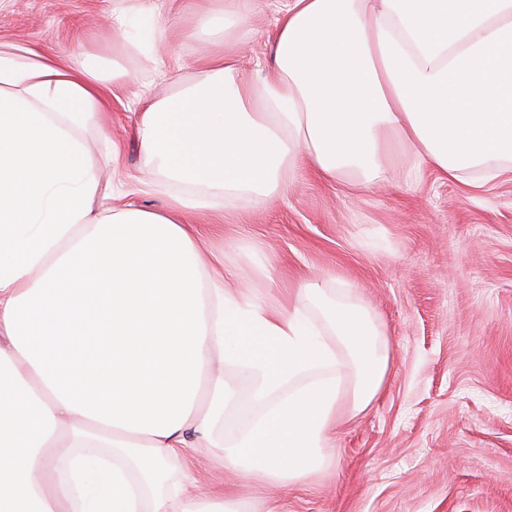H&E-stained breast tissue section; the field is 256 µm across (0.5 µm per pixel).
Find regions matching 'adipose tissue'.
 I'll list each match as a JSON object with an SVG mask.
<instances>
[{
	"mask_svg": "<svg viewBox=\"0 0 512 512\" xmlns=\"http://www.w3.org/2000/svg\"><path fill=\"white\" fill-rule=\"evenodd\" d=\"M254 3L200 9L223 57L172 97L140 98L150 163L200 189L161 212L103 192L76 135L125 73L0 43V512H248L226 492L154 489L200 448L299 481L327 465L337 415L382 392V333L366 306L326 297L335 274L266 309L225 288L190 215L284 195L301 159L370 186L398 145L451 180L512 174V0H282L260 85L236 73ZM115 23L148 35L164 76L144 0ZM226 363L255 378L262 408L232 442L216 435Z\"/></svg>",
	"mask_w": 512,
	"mask_h": 512,
	"instance_id": "1",
	"label": "adipose tissue"
}]
</instances>
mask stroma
I'll return each mask as SVG.
<instances>
[{
    "mask_svg": "<svg viewBox=\"0 0 512 512\" xmlns=\"http://www.w3.org/2000/svg\"><path fill=\"white\" fill-rule=\"evenodd\" d=\"M273 0H258L242 68L262 78L275 34ZM121 0H0V42L47 55L87 50L104 69L120 68L167 97L199 78L202 62L223 52L221 33L188 14H156L167 36L165 78L153 79L112 23ZM132 84H117L105 126L77 135L103 182L155 179L136 134ZM121 150L120 168L104 141ZM393 155L386 181L364 191L301 171L285 196L260 205L237 199L194 217L211 250L236 268L233 288L285 297L302 276L334 272V294L369 306L386 335L383 393L357 416L336 422L330 461L283 493L240 479L218 458L194 457L172 469L257 504L261 512H512V181L482 189ZM258 252L271 277L248 261ZM233 399L225 439L244 427L241 407L253 383L224 367Z\"/></svg>",
    "mask_w": 512,
    "mask_h": 512,
    "instance_id": "stroma-1",
    "label": "stroma"
}]
</instances>
